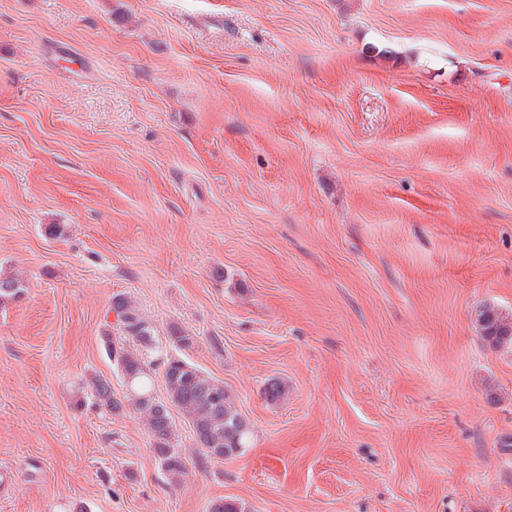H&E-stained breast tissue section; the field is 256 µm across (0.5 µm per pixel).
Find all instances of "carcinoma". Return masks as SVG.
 <instances>
[{
	"label": "carcinoma",
	"mask_w": 512,
	"mask_h": 512,
	"mask_svg": "<svg viewBox=\"0 0 512 512\" xmlns=\"http://www.w3.org/2000/svg\"><path fill=\"white\" fill-rule=\"evenodd\" d=\"M25 288L23 279L0 272V308L19 299ZM111 311L122 324L126 338L137 348L128 349L108 341L110 355L124 378L125 392L118 398L108 379L94 377L90 381L92 395L99 406L114 414L130 411L144 418L153 454L170 483H180L187 470L186 458L177 448L174 409L187 419L197 447L205 458L219 462L249 447L250 422L237 409L224 382L185 357V353L197 345L195 335L176 325L170 326L168 341L173 353L166 354L161 362L167 399H158L153 391V367L142 353V350H152L156 346L154 327L136 311L125 294L112 296ZM475 318L485 344L492 348L512 346L511 316L483 305L476 310ZM286 392L287 387L281 380L271 379L263 394L274 402L284 398ZM208 512H245V508L236 500L222 498L210 502Z\"/></svg>",
	"instance_id": "carcinoma-1"
}]
</instances>
